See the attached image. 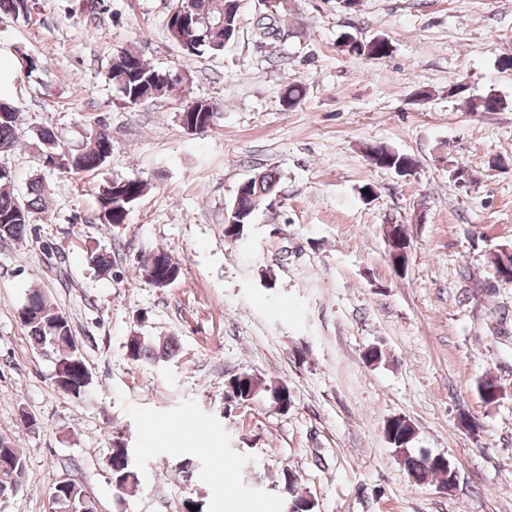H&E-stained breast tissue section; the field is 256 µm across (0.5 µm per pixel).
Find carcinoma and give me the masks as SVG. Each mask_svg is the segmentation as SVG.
Here are the masks:
<instances>
[{
  "label": "carcinoma",
  "instance_id": "obj_1",
  "mask_svg": "<svg viewBox=\"0 0 512 512\" xmlns=\"http://www.w3.org/2000/svg\"><path fill=\"white\" fill-rule=\"evenodd\" d=\"M30 11L29 0H0V14L20 16ZM274 12L256 22V33L262 38L278 36ZM240 22V0H174L167 21L168 33L173 44L183 57L190 59L205 53L219 55L224 52L226 42L232 41L238 33ZM388 39L378 36L362 40L349 52L357 57L381 59L390 54ZM107 78L122 92L128 104L164 96L170 88L180 82L171 74L157 70L142 60L139 54L129 48H121L112 55ZM305 97V90L297 83L288 85L282 100L286 107L295 108ZM195 112L203 125H212L222 109V104L213 100H191L186 103ZM503 106L493 94L480 98L469 97L466 107L470 112H494ZM24 115L20 107L0 98V149L9 153L20 143ZM39 143L43 163L50 169L62 173L80 175L104 167L112 154L110 133L89 132L88 142L73 150L62 143L49 128H39L34 132ZM365 155L375 158L374 165L390 170H398L415 164V160L400 154L383 144H369ZM147 183L141 180H111L102 185L97 194L102 223L119 232L126 224L129 208L138 200ZM276 189V176L271 172L259 173L243 180L236 191L233 204L236 214H228L224 224V237L235 244L239 242V232L252 223L255 211L271 197ZM43 181L39 177L30 180L27 194L23 197L14 191L12 172L0 166V241L24 238L37 214L45 208ZM385 237L389 239L390 260L404 264L409 262L408 237L398 225L390 226ZM148 282L156 288H166L181 276L182 266L173 261L164 251H156L142 259ZM495 278L509 282L512 274V252L500 250L489 258ZM19 319L27 330L32 344L41 354L50 357L55 363L54 386L69 398L85 396L92 384L82 354L73 346V335L69 322L63 313L51 308L47 295L35 289L19 311ZM177 354V347L171 339H147L132 337L126 344V355L134 362H170ZM485 402L492 404L502 397L500 387L492 380L479 385ZM266 397L278 405L282 411L292 405L288 387L269 384L264 379L244 372L233 376L226 384L225 399L241 402ZM386 440L394 449L397 460L408 475L421 482L430 476L442 477L448 470L436 465L429 455H416L411 448L416 439L415 426L404 417H392L384 426ZM128 449L121 442L114 443L109 458L112 486L120 492H129L138 485V474L127 461ZM0 460L8 461V467L0 469V497L10 494V489L19 485L32 484L26 460L13 442L0 435ZM51 497L54 512H97V503L84 490L79 481L66 479L53 483Z\"/></svg>",
  "mask_w": 512,
  "mask_h": 512
}]
</instances>
